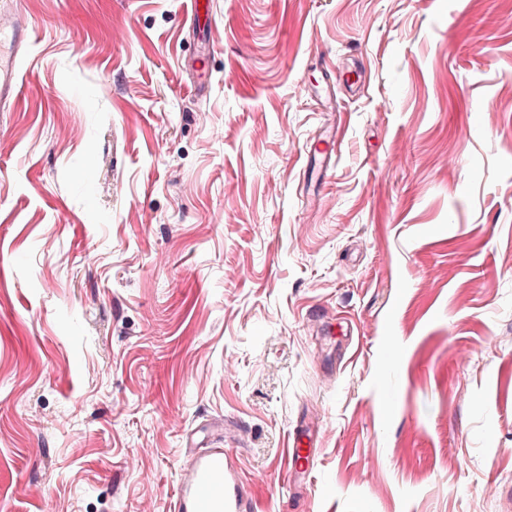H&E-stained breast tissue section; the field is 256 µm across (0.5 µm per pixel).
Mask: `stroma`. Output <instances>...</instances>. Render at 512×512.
<instances>
[{
	"mask_svg": "<svg viewBox=\"0 0 512 512\" xmlns=\"http://www.w3.org/2000/svg\"><path fill=\"white\" fill-rule=\"evenodd\" d=\"M212 2L200 96L185 0H0V512H170L225 422L263 512H512V0ZM32 41L33 31L23 12L0 18V112L11 111L22 91L20 63ZM287 452L291 458V468L287 469L284 476L286 488L291 487L298 476H303L311 482L316 448L309 434L299 428L290 431Z\"/></svg>",
	"mask_w": 512,
	"mask_h": 512,
	"instance_id": "stroma-1",
	"label": "stroma"
}]
</instances>
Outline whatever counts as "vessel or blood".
<instances>
[{
	"mask_svg": "<svg viewBox=\"0 0 512 512\" xmlns=\"http://www.w3.org/2000/svg\"><path fill=\"white\" fill-rule=\"evenodd\" d=\"M33 41L27 16L20 11L0 18V112L10 111L23 82L20 63ZM291 467L285 484L311 478L316 448L309 434L296 428L288 435ZM172 512H260L244 481L238 460L223 448H192L173 495Z\"/></svg>",
	"mask_w": 512,
	"mask_h": 512,
	"instance_id": "1",
	"label": "vessel or blood"
}]
</instances>
